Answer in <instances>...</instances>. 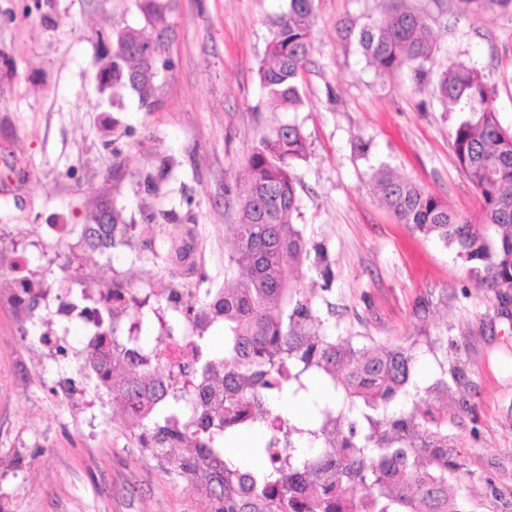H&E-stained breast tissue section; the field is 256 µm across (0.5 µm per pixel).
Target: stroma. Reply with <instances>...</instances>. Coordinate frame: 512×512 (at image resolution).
Returning <instances> with one entry per match:
<instances>
[{"instance_id": "35a3bbf8", "label": "stroma", "mask_w": 512, "mask_h": 512, "mask_svg": "<svg viewBox=\"0 0 512 512\" xmlns=\"http://www.w3.org/2000/svg\"><path fill=\"white\" fill-rule=\"evenodd\" d=\"M439 61L488 75L503 125L512 126V15L464 0H419ZM149 103L100 91L102 36L143 18L135 0H0V283L14 245L51 224L89 223L109 201L137 231L124 264L79 258L91 287H166L151 258L155 238L191 236L203 288L224 285V250L237 205L228 186L260 137L284 120L267 106L258 68L279 0H172ZM385 0H314V49L294 118L307 153L293 173L294 219L323 245L333 280L312 304L328 331L358 348L404 346L415 356L408 393L389 407L410 413L425 398L461 467L456 484L478 512H512V308L479 287L441 242L412 233L384 207L375 174L410 178L471 221L475 187L455 159L445 111L402 72L380 76L348 30L380 19ZM0 310V498L15 512H211L203 487L144 456L134 425L99 398L73 414L52 394L58 369L22 345ZM447 393L430 392L438 379Z\"/></svg>"}]
</instances>
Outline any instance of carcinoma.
Returning <instances> with one entry per match:
<instances>
[{
  "label": "carcinoma",
  "instance_id": "1",
  "mask_svg": "<svg viewBox=\"0 0 512 512\" xmlns=\"http://www.w3.org/2000/svg\"><path fill=\"white\" fill-rule=\"evenodd\" d=\"M314 0H283L270 19V38L258 75L277 112H298L303 99L298 79L313 51ZM377 23L363 26L356 42L369 66L381 75L410 72L417 85H430L450 112L462 113L450 130L456 161L482 201L480 223L453 212L438 196L410 179L383 168L377 173L381 202L400 223L452 249L469 266L477 283L500 293L512 289V128L502 126L494 106V87L478 69L450 61L439 69L437 47L425 15L394 0ZM480 10L512 12V0H466ZM145 24L168 27L170 7L161 0H138ZM160 40L127 26L112 34V88L127 89L147 101L161 54ZM306 138L294 120L263 134L247 157L242 182L235 184L238 216L225 251L222 317L224 332V418L202 420L193 431L212 455L200 472L215 502V512H475L474 503L448 485L457 464L448 456L447 438L430 427L436 421L427 404L406 415L381 419L375 414L410 383V349L355 348L349 339L328 334L307 292L299 287L303 267L320 268L325 282L333 271L325 247L311 245L291 216L298 211L293 165L305 157ZM135 225L124 223L109 205L99 207L92 224L76 231L77 245L108 252L125 244ZM139 363L152 365L128 382L126 397L158 401L155 425L181 416L182 395L158 388L155 371L167 367L160 354L135 350ZM198 371L212 367L208 342L196 347ZM312 402L301 425L268 410L273 400ZM362 403L371 413H349ZM278 421L275 433L244 452L260 455V469L223 459L241 428ZM170 469L193 470L188 455L167 456Z\"/></svg>",
  "mask_w": 512,
  "mask_h": 512
}]
</instances>
